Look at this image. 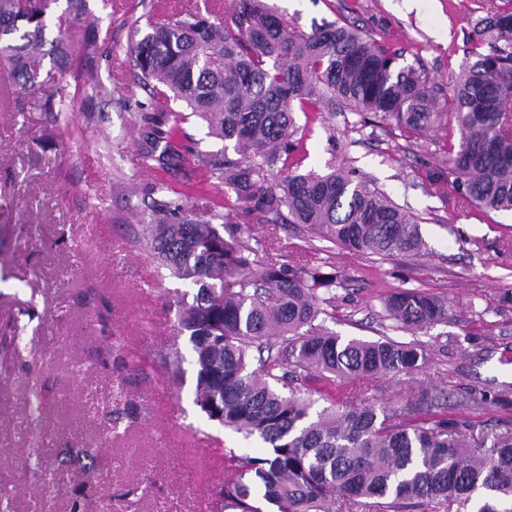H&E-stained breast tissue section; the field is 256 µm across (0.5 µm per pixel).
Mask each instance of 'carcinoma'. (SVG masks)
<instances>
[{"label": "carcinoma", "instance_id": "carcinoma-1", "mask_svg": "<svg viewBox=\"0 0 512 512\" xmlns=\"http://www.w3.org/2000/svg\"><path fill=\"white\" fill-rule=\"evenodd\" d=\"M55 4L0 0V77L19 88L22 107L57 123L77 93L97 97L104 85L97 67L71 68L69 43L73 29L95 28L99 17L86 0H66L49 43ZM479 25L474 61L455 75L450 95L458 149H450L448 169L428 177L463 208L512 211V0L491 6ZM132 30L131 69L113 100L122 110L138 89L149 97L138 103L137 144L150 203L132 243L196 289L172 305L173 334L190 345L194 405L268 451L263 458L224 449L221 509L262 512L259 496L277 512H468L478 494L485 501L477 512H512L492 504L512 502V428L477 439L476 422L453 411L447 393L411 383L396 388L400 406L377 408L369 380L418 370L422 347L337 336L318 323L344 287L336 275L269 259L268 245H251L224 213L204 216L155 178L173 170L191 182L217 172L242 221L296 224L312 238L380 258L418 256L425 243L417 217L355 169L301 172L297 113L337 101L419 135L442 118L424 73L347 24L297 31L263 0H233L217 22L184 10ZM47 60L70 79L54 78ZM193 118L226 142L224 150L184 144L183 125ZM383 307L393 328L413 335L453 314L448 299L417 289L387 295ZM104 354L130 379L147 375L110 342ZM184 361L174 350L155 366L178 380ZM338 379L347 381L342 390ZM314 393L327 406L313 415ZM463 400L508 404L512 391H468Z\"/></svg>", "mask_w": 512, "mask_h": 512}]
</instances>
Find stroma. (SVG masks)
Here are the masks:
<instances>
[{
	"label": "stroma",
	"mask_w": 512,
	"mask_h": 512,
	"mask_svg": "<svg viewBox=\"0 0 512 512\" xmlns=\"http://www.w3.org/2000/svg\"><path fill=\"white\" fill-rule=\"evenodd\" d=\"M303 31L338 20L384 41L400 65L424 70L439 100L470 59L488 0H266ZM96 31L72 33L74 59L110 74L106 96H76L66 122L51 131L44 112H22L0 80V336L16 341L0 356V506L9 512H200L224 483L225 449L264 456L260 442L216 426L193 403L195 374L176 382L150 371L126 380L104 360L106 340L151 357L172 339L165 298L188 282L158 279L132 245L126 209L144 204L137 165L138 107L108 99L128 64L122 10L87 0ZM96 43L87 57L83 47ZM454 123L408 135L394 123L322 107L308 123L302 171L353 167L420 217L423 256L379 258L322 241L294 227L250 224V237L276 234L271 255L307 257L335 269L336 311L325 325L345 339L420 341L422 369L410 379L432 392L512 388V213L463 209L425 178L448 165ZM402 288L448 298L456 316L413 335L389 329L382 299ZM135 418L115 419L125 399ZM88 449L93 479L68 462Z\"/></svg>",
	"instance_id": "stroma-1"
}]
</instances>
